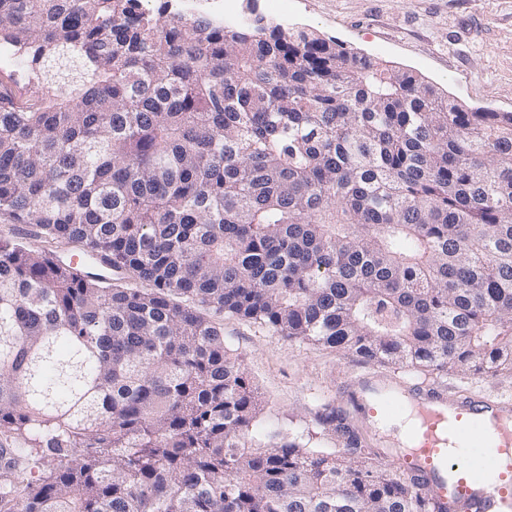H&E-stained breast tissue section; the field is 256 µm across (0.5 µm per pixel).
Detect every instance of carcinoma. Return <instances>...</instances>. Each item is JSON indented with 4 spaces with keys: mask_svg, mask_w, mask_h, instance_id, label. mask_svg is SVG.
Returning a JSON list of instances; mask_svg holds the SVG:
<instances>
[{
    "mask_svg": "<svg viewBox=\"0 0 512 512\" xmlns=\"http://www.w3.org/2000/svg\"><path fill=\"white\" fill-rule=\"evenodd\" d=\"M0 47V218L77 250L0 239V512H434L347 408L246 446L219 316L512 371V112L175 0H0Z\"/></svg>",
    "mask_w": 512,
    "mask_h": 512,
    "instance_id": "carcinoma-1",
    "label": "carcinoma"
}]
</instances>
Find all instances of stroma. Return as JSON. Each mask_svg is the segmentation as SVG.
<instances>
[{
    "label": "stroma",
    "mask_w": 512,
    "mask_h": 512,
    "mask_svg": "<svg viewBox=\"0 0 512 512\" xmlns=\"http://www.w3.org/2000/svg\"><path fill=\"white\" fill-rule=\"evenodd\" d=\"M271 24L310 29L345 47L412 70L471 109L512 112V0H294L287 12L255 0ZM224 345L238 355L264 407L252 437L304 429L319 435L322 407L347 405L356 374L386 366L279 335L236 316L224 318ZM454 390L512 395V372H451Z\"/></svg>",
    "instance_id": "stroma-1"
}]
</instances>
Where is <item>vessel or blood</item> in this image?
<instances>
[{"label": "vessel or blood", "mask_w": 512, "mask_h": 512, "mask_svg": "<svg viewBox=\"0 0 512 512\" xmlns=\"http://www.w3.org/2000/svg\"><path fill=\"white\" fill-rule=\"evenodd\" d=\"M350 400L436 512H512V398L362 376Z\"/></svg>", "instance_id": "b4317fda"}]
</instances>
